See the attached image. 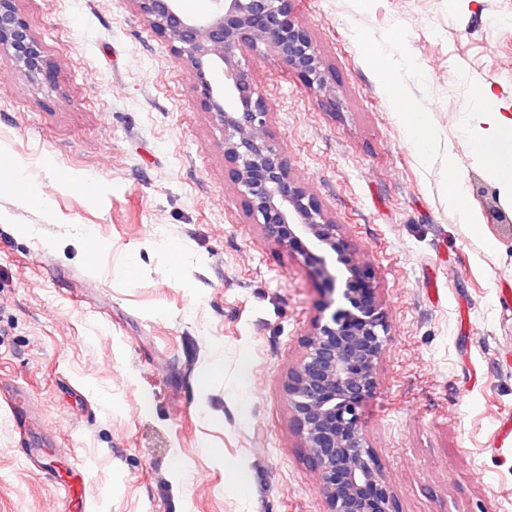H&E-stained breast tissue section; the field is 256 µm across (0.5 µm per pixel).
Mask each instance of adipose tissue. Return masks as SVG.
<instances>
[{"label":"adipose tissue","mask_w":512,"mask_h":512,"mask_svg":"<svg viewBox=\"0 0 512 512\" xmlns=\"http://www.w3.org/2000/svg\"><path fill=\"white\" fill-rule=\"evenodd\" d=\"M459 123L500 195L512 203V113L479 107L461 112Z\"/></svg>","instance_id":"adipose-tissue-1"}]
</instances>
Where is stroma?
<instances>
[{
    "label": "stroma",
    "mask_w": 512,
    "mask_h": 512,
    "mask_svg": "<svg viewBox=\"0 0 512 512\" xmlns=\"http://www.w3.org/2000/svg\"><path fill=\"white\" fill-rule=\"evenodd\" d=\"M15 6L55 73L29 78L0 52V156L50 205L0 197V512H74L53 489L70 479L62 448L88 469L86 512H325L282 389L319 278L246 216L193 73L132 0ZM290 6L335 105L273 55L241 62L388 310L362 422L396 512H512V237L457 123L486 85L512 113V0ZM452 156L466 224L448 205ZM217 353L223 374L200 385ZM408 105L407 110L402 109V105ZM397 109L400 118L407 124L412 137L420 144H426L432 137V129L427 123L424 115L417 112L410 104L409 100L404 98L397 99Z\"/></svg>",
    "instance_id": "obj_1"
}]
</instances>
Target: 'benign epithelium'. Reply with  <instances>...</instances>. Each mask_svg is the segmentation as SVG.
<instances>
[{"label":"benign epithelium","mask_w":512,"mask_h":512,"mask_svg":"<svg viewBox=\"0 0 512 512\" xmlns=\"http://www.w3.org/2000/svg\"><path fill=\"white\" fill-rule=\"evenodd\" d=\"M149 26L171 43L197 79L203 107L224 131V161L248 215L279 245L299 255L321 281L319 314L288 368L283 390L296 434L315 471L326 512H395L386 475L361 419L375 393L389 335L388 313L366 264L341 225L291 172L268 131V106L238 56L270 53L331 104L335 89L311 34L289 0H206L189 13L182 0H133ZM30 78L50 80L44 44L14 7L0 0V50ZM222 72L218 84L211 75Z\"/></svg>","instance_id":"obj_1"}]
</instances>
